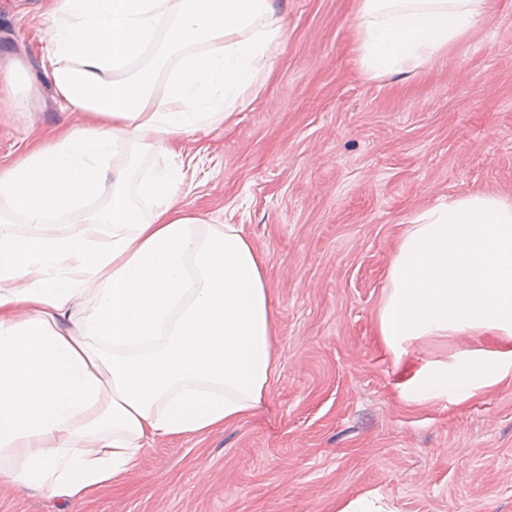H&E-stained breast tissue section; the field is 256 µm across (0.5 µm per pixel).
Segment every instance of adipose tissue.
<instances>
[{
	"instance_id": "ef3b65f1",
	"label": "adipose tissue",
	"mask_w": 512,
	"mask_h": 512,
	"mask_svg": "<svg viewBox=\"0 0 512 512\" xmlns=\"http://www.w3.org/2000/svg\"><path fill=\"white\" fill-rule=\"evenodd\" d=\"M278 11V0H59L40 70L82 123L0 168V223L72 216L84 230L0 232L1 481L73 504L119 487L149 439L202 438L260 407L275 369L265 261L240 226L175 207L171 159L184 138L232 121L284 45ZM485 14V0H358L364 72L412 70ZM150 45L153 64L127 73ZM172 54L160 108L155 72ZM144 154L157 171L132 184ZM387 280L378 334L394 355L425 339L496 340L422 364L404 399L463 403L512 375L511 203L474 193L415 213ZM85 297L93 310L73 322Z\"/></svg>"
}]
</instances>
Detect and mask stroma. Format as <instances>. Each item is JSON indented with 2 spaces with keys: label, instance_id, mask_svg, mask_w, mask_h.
Masks as SVG:
<instances>
[{
  "label": "stroma",
  "instance_id": "1",
  "mask_svg": "<svg viewBox=\"0 0 512 512\" xmlns=\"http://www.w3.org/2000/svg\"><path fill=\"white\" fill-rule=\"evenodd\" d=\"M56 0H0V83L35 70ZM288 35L231 124L184 139L180 205L242 225L265 258L276 372L259 410L204 439L157 437L122 490L70 506L0 486V512H336L376 491L394 512H512V381L463 404L400 394L380 343L386 269L410 216L449 196L512 202V0L406 74L369 78L357 0H282ZM0 104V167L80 126L47 83Z\"/></svg>",
  "mask_w": 512,
  "mask_h": 512
}]
</instances>
